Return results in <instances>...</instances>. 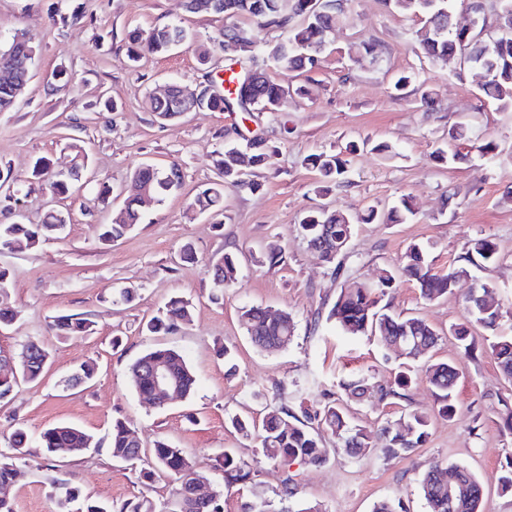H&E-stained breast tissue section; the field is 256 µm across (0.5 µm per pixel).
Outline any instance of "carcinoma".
<instances>
[{"label": "carcinoma", "instance_id": "cac0c4a2", "mask_svg": "<svg viewBox=\"0 0 512 512\" xmlns=\"http://www.w3.org/2000/svg\"><path fill=\"white\" fill-rule=\"evenodd\" d=\"M452 0H384L385 6L401 15L420 18L423 26L419 31V45L425 56L432 62L443 64L449 61H465L486 74L484 93L495 100L503 109L512 107V0H497L495 10V34L479 36L486 27L487 19L480 0H472L474 13L481 22L480 28L470 33L460 30L450 22ZM191 12H207L224 16V30L221 38L210 46L199 44L196 52L199 63H209L213 47L224 48V42L231 39L235 48L224 59V68L233 73L237 87L233 97L224 91L209 100L208 108L223 111L237 107L240 111L280 112L292 95H305L309 90L290 84L275 83L266 76V61H272L284 72L313 70L318 67L320 50L343 13V0H187ZM247 14L262 27L278 29L283 39L268 51L258 50V44L250 30L239 26L235 19ZM186 33L178 25L153 29L146 35L133 33L132 44L151 53H164L182 43ZM178 92L163 101L149 97V107L159 122L168 121L175 114ZM448 139L455 142L456 151L449 154L442 150L434 153V159L453 163L466 157L463 150L468 148L464 127L448 130ZM279 153V147L262 138L246 140L245 147L227 143L216 151V178L210 186L199 192L191 207L201 213L219 216L216 206L224 195V189L253 188L249 173L243 171L241 155H246L252 166H270ZM316 169L319 182L324 187L342 183L347 172V160L341 154L321 153L310 158ZM130 180L138 183L154 203L176 191L181 185L180 170L172 166L161 171L150 164H143L132 171ZM414 215L409 198L403 196L388 212L372 208L365 220L383 219L402 224ZM144 204L139 196H129L120 214L110 224L100 225L99 238L114 242L124 238L141 223ZM65 216L49 210L43 223L0 224V248H10L19 242L34 247L42 241L57 236L64 229ZM308 246L319 250L323 260L333 266L336 276L344 277L336 300L328 311L327 319L334 322L344 333L360 336L373 335L377 340L393 348L399 356L418 362L435 347L439 340L437 330L424 319L416 316L402 317L380 305L381 297L387 290L405 278L414 281L420 288L421 296L429 301L448 294L457 271L438 273L425 261V248L411 245L398 263L383 269L380 281L373 285L363 281L356 272L346 266L345 252L352 235V223L345 215L325 209L308 212L300 224ZM469 257L478 258L485 267L494 265L498 249L488 237L472 241ZM212 273L215 283L226 286L238 280L237 261L229 254L216 260ZM495 288L491 281H484L469 295L467 314L463 321L452 326L456 339L465 353L475 349V338L471 326L478 324L490 332L492 339L489 349L508 379H512V336H499L497 330L502 313L499 305L489 299ZM9 291V272L0 268V330L14 324L16 313L7 306L5 299ZM251 343L267 352L278 351L288 346L295 334L296 324L290 312L268 307H249L240 314ZM192 321V307L189 301L171 299L159 315L146 324L150 334H169ZM92 324L74 314L57 317L51 330L59 339H68L89 333ZM19 363L17 371L8 380L0 379V402L9 399L18 381H35L43 373L48 360L44 345L33 338L20 344V350L12 354ZM161 361L173 372L176 379L175 399L187 398L196 385V376L183 354L173 347H156L147 350L128 369L132 388L141 395L152 391L149 368ZM426 379L433 389L439 404V414L452 417L455 414V387L460 368L454 363L438 362L423 366ZM94 375V366L84 364L63 380L64 387L75 388L87 383ZM413 382L409 372L399 373L394 383L382 386L371 382L365 376H356L339 381L340 392L328 398L323 408L314 413L297 415L285 404L269 403L264 406V416L256 421L248 416L233 415L228 424L237 433L250 437L257 436L262 454L271 460L287 465L300 461L312 465H323L329 460L328 449L323 444V433L344 442L354 456L378 452L386 458L410 455L428 437L430 420L428 414L412 411L396 421H388L373 432L352 423L343 403L348 400L362 401L376 396L404 397ZM29 436L26 430L16 427L11 434L9 448L0 452V486L14 484L25 478L27 471L17 460L28 454ZM40 444L46 459L61 456H77L90 448H99L91 434L71 424L60 423L40 435ZM112 458L126 462L138 470L140 481H153L166 477L175 484V499L172 512H224L219 495L207 501H198L189 495V488L195 482L209 478L200 470L194 457L184 448L173 445L165 438L155 440L149 449L142 446L136 430L122 419L112 424L108 439ZM223 480L229 484L246 485L251 482L253 468L245 460L229 451L224 452L222 466ZM55 489V512H156L152 500L144 498L136 503H125L118 507L104 501L83 498L81 490L62 480L52 481ZM421 494L429 512H482V491L476 474L461 465H443L439 461L430 464L420 483Z\"/></svg>", "mask_w": 512, "mask_h": 512}]
</instances>
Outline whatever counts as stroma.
<instances>
[{
    "label": "stroma",
    "mask_w": 512,
    "mask_h": 512,
    "mask_svg": "<svg viewBox=\"0 0 512 512\" xmlns=\"http://www.w3.org/2000/svg\"><path fill=\"white\" fill-rule=\"evenodd\" d=\"M169 24L183 26L190 41L165 54L139 51L136 62H128L130 33ZM421 25L419 18L389 12L381 0H348L318 68L287 74L267 66L271 80L311 90L289 99L285 112L204 109L162 124L147 107L150 94L172 83L196 90L205 75H223V51L205 67L195 52L196 44L219 36L222 16L189 12L185 0H0V38L20 31L38 46L24 96L13 110L0 112V170L11 174L0 181V224H38L50 208L66 217L59 238L0 251V267L11 275L7 302L18 313L13 328L0 331V349L18 352L23 339L34 337L50 352L42 378L0 402V449L19 424L36 440L52 425L72 423L104 443L113 421L122 418L144 446L167 438L190 451L203 470L219 466L228 449L252 462L255 476L247 485L229 486L219 476L209 483V492L222 494L224 512L265 501L273 512H298L305 501L322 512H372L382 499L401 502L405 512H427L420 482L437 459L476 474L484 512H512V495L500 490L502 467L512 457V434L500 429L504 406L512 404V382L486 350V330H473L479 346L473 359L464 357L448 332L463 320L471 290L490 279L498 285L494 299L503 312L499 331L512 333V109H500L484 95L478 68L443 67L422 57L415 45ZM367 44L373 55H365ZM61 66L70 77L64 87L53 77ZM403 74L413 80L395 91ZM425 88L434 98L429 109L420 103ZM456 124L468 129L467 157L450 165L436 162L434 152L447 148L448 129ZM256 135L279 146L274 165L252 169L251 187L225 189L220 223L192 210L195 195L215 176V150ZM380 142L390 145V153L374 151ZM489 142L495 150L483 154ZM352 143L358 149L348 156L345 184L318 193L309 157ZM78 146L89 163L71 177L68 194L54 195L46 180L33 177L42 157L53 172L68 175ZM142 163L161 170L178 166L180 189L150 208L126 238L100 240V225L121 211L129 173ZM104 185L111 189L106 197L99 194ZM403 196L412 201V221L361 223L369 208L389 209ZM320 206L355 220L346 263L366 281L377 282L414 242L431 244L433 270L460 272L451 292L438 300H423L408 280L384 298L394 311L424 318L439 331L433 359L460 365L455 415H438L433 390L422 380L405 397L351 405L355 421L368 428L412 410L429 413V436L407 457L355 458L328 435V463L286 467L262 456L256 441L225 422L226 415L257 411L256 391L299 414L320 408L341 379L366 374L386 385L400 369L393 349L370 336L344 335L325 319L342 281L300 228L305 213ZM478 237L497 245L492 268L467 259L468 243ZM186 240L197 249L196 264L176 262ZM271 245L284 247L285 261L257 265L256 257ZM227 253L238 255L241 271L236 283L220 290L206 267ZM124 288L136 289L133 302L121 300ZM175 296L192 301V322L168 335H145L144 322ZM251 306L292 313L296 331L286 349L266 352L251 344L239 318ZM67 314L91 321L92 331L56 339L50 325ZM227 341L236 345L231 368L218 354ZM157 345L180 350L198 377L187 399L162 408L139 396L128 377L129 366ZM83 363L95 365L93 381L62 390L60 379ZM21 466L27 478L6 489L14 512H55L50 482L56 478L117 505L149 498L157 512L175 497L172 483H142L104 446L58 468L36 452ZM288 475L298 495L283 501L276 491Z\"/></svg>",
    "instance_id": "obj_1"
}]
</instances>
